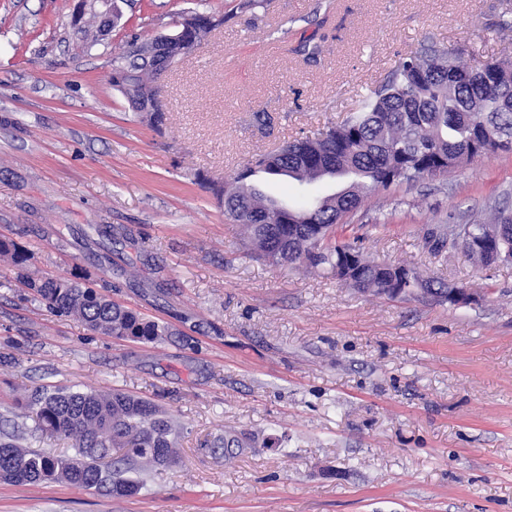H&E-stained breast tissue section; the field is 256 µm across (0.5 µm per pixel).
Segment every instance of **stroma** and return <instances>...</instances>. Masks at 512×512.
I'll return each instance as SVG.
<instances>
[{"instance_id": "obj_1", "label": "stroma", "mask_w": 512, "mask_h": 512, "mask_svg": "<svg viewBox=\"0 0 512 512\" xmlns=\"http://www.w3.org/2000/svg\"><path fill=\"white\" fill-rule=\"evenodd\" d=\"M200 1L226 21L165 77L154 131L113 88L112 58ZM80 2L0 0V236L33 271L84 276L174 336L91 332L0 257V418L28 446L36 389H119L177 419L180 462L125 499L0 482V512H512V263L429 242L496 202L512 215V149L350 217L369 259L471 288L461 307L255 258L197 180L339 123L424 39L472 67L512 60V0H116L121 20L88 53L70 27ZM317 29L318 62L285 51ZM228 431L250 440L229 464L214 445Z\"/></svg>"}]
</instances>
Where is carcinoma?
<instances>
[{
  "label": "carcinoma",
  "mask_w": 512,
  "mask_h": 512,
  "mask_svg": "<svg viewBox=\"0 0 512 512\" xmlns=\"http://www.w3.org/2000/svg\"><path fill=\"white\" fill-rule=\"evenodd\" d=\"M224 21L215 13L187 11L175 45L198 48ZM76 26L84 49L99 44L104 21L97 13L88 12V19ZM323 40L314 32L291 52L315 62ZM428 61L438 67L422 79L419 69ZM112 86L141 122L162 130L166 109L150 106L160 89L153 42L141 41L135 51L113 56ZM478 132L493 139L491 152L512 147V87L488 81L458 53L426 40L402 57L379 85L358 95L340 123L260 155L222 184L201 174L197 178L257 255L271 260L281 253L290 266L320 268L335 277L343 257L351 254L358 274L350 287L379 296L387 271L357 246L339 240L348 230L349 214L380 188L448 172L437 160L461 157ZM255 164L264 166L269 176L299 184L338 178L346 180V186L301 206L278 205L250 183ZM492 209L497 211L493 223L468 225L467 253L484 264L512 254V216L497 204ZM0 256L10 258L17 280L57 316L73 317L98 334L142 343H157L169 335L168 326L112 301L79 275L31 276L30 255L12 240L0 239ZM410 288H435L442 293L439 302H448L449 284L414 270ZM24 408L33 421L30 436L70 439L73 453L59 456L0 440V481L66 482L130 497L142 484L123 477L124 468L142 471L179 464L174 422L151 401L118 390L55 388L33 392ZM114 449L126 453L114 458Z\"/></svg>",
  "instance_id": "carcinoma-1"
}]
</instances>
